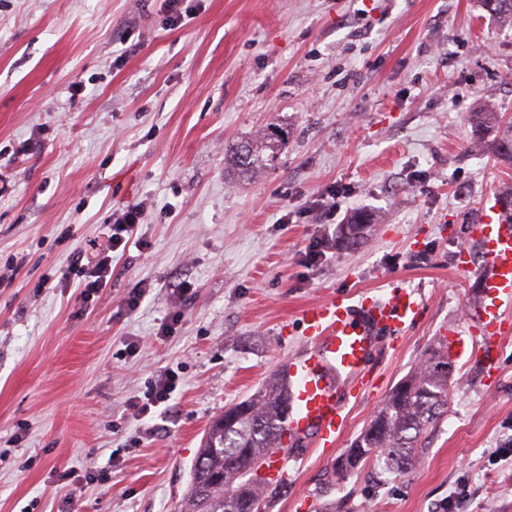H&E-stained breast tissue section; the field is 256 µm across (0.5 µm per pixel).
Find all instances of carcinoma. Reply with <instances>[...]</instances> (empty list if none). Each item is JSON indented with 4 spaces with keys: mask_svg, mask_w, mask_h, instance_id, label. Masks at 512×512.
I'll use <instances>...</instances> for the list:
<instances>
[{
    "mask_svg": "<svg viewBox=\"0 0 512 512\" xmlns=\"http://www.w3.org/2000/svg\"><path fill=\"white\" fill-rule=\"evenodd\" d=\"M492 16L512 24V0H482ZM281 137L264 133L256 144L245 141L225 156L229 167L251 174L275 166ZM491 152L512 160V135L487 143ZM448 345L408 375L375 413L367 428L336 462L330 485L339 484L367 464L389 476L414 469L422 454L421 439L448 407ZM288 370L272 374L256 395L224 410L207 429L195 461L181 512H262L268 506L267 482L254 477L253 467L284 448L288 436Z\"/></svg>",
    "mask_w": 512,
    "mask_h": 512,
    "instance_id": "obj_1",
    "label": "carcinoma"
}]
</instances>
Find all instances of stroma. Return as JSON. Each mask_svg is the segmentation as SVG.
I'll return each mask as SVG.
<instances>
[{"instance_id": "stroma-1", "label": "stroma", "mask_w": 512, "mask_h": 512, "mask_svg": "<svg viewBox=\"0 0 512 512\" xmlns=\"http://www.w3.org/2000/svg\"><path fill=\"white\" fill-rule=\"evenodd\" d=\"M188 6L173 28L164 0H0V268L21 264L0 286V512H179L209 423L306 345L302 310L395 288L415 293L416 322L370 357L334 449L286 441L265 512H446L457 495L455 512H512V334L488 354L465 321L484 262L472 224L512 190V162L473 127L479 112L512 119V27L480 0ZM275 126V166L229 179L226 144ZM133 201L149 211L142 245L83 302L62 272ZM320 241L324 257L303 262ZM442 336L448 411L420 468L381 480L365 466L328 487ZM168 371L170 401L138 415L131 397Z\"/></svg>"}]
</instances>
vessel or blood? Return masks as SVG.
<instances>
[{
  "label": "vessel or blood",
  "mask_w": 512,
  "mask_h": 512,
  "mask_svg": "<svg viewBox=\"0 0 512 512\" xmlns=\"http://www.w3.org/2000/svg\"><path fill=\"white\" fill-rule=\"evenodd\" d=\"M474 235L483 249L480 296L470 309L472 329L495 344L506 330L504 305L512 303V225L499 204L483 207ZM418 302L400 289L387 299L358 302L332 295L304 309L302 324L311 345L291 357L288 433H314L323 447L336 445L342 410L366 384V363L382 333L397 334L416 319Z\"/></svg>",
  "instance_id": "b4317fda"
}]
</instances>
